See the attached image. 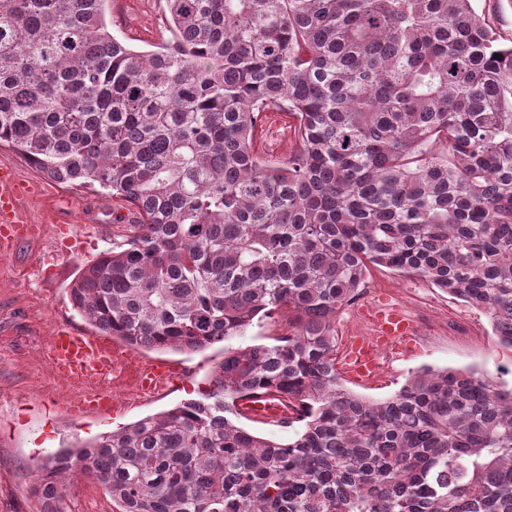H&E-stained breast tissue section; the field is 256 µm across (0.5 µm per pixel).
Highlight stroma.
I'll list each match as a JSON object with an SVG mask.
<instances>
[{"instance_id": "35a3bbf8", "label": "stroma", "mask_w": 512, "mask_h": 512, "mask_svg": "<svg viewBox=\"0 0 512 512\" xmlns=\"http://www.w3.org/2000/svg\"><path fill=\"white\" fill-rule=\"evenodd\" d=\"M107 21L113 36L137 50L172 37L164 0H108ZM1 166L38 185L40 194L19 205L24 222L37 225L38 235L0 258V512H44L36 487L50 455L198 397L208 390L210 372L224 353L218 346L197 353L134 349L113 339L112 350L127 369L160 360L176 366L178 375L154 398L139 397L128 383L113 385L118 410L70 417L66 407L82 391L56 374L49 342L62 324L89 331L72 308L69 288L81 267L111 249L112 213L120 205L97 191L48 179L9 147L0 146ZM383 299L400 304L412 317L416 344L376 382L354 385L355 393L382 399L399 391L412 373L446 367L484 372L512 386V350L500 345L487 314L418 276L370 268L362 296L336 317L338 342L358 335L360 311ZM58 508L119 512L101 484L89 478L70 483Z\"/></svg>"}]
</instances>
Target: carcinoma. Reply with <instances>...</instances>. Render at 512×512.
Wrapping results in <instances>:
<instances>
[{"label":"carcinoma","instance_id":"carcinoma-1","mask_svg":"<svg viewBox=\"0 0 512 512\" xmlns=\"http://www.w3.org/2000/svg\"><path fill=\"white\" fill-rule=\"evenodd\" d=\"M106 0H0V146L132 223L72 282L128 346L224 343L212 388L51 456L120 512H512V387L423 369L380 400L336 371L368 265L484 310L512 349V39L475 0H165L173 39L115 38ZM265 112L296 148L256 150ZM284 311L273 345L233 346ZM268 395L299 424L247 429Z\"/></svg>","mask_w":512,"mask_h":512}]
</instances>
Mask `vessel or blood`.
Returning <instances> with one entry per match:
<instances>
[{"label":"vessel or blood","instance_id":"obj_1","mask_svg":"<svg viewBox=\"0 0 512 512\" xmlns=\"http://www.w3.org/2000/svg\"><path fill=\"white\" fill-rule=\"evenodd\" d=\"M27 187L6 168L0 169V255L12 252L21 236L16 208ZM369 329L352 337L343 360L336 368L350 381L365 383L380 374L387 354L408 347L415 340L416 326L402 307L381 305L369 313ZM50 351L57 372L65 378L81 377L93 388L87 403L104 409L112 407V350L102 337L68 328L58 329L50 341ZM168 379V368L158 363L145 364L139 371L138 388L152 393Z\"/></svg>","mask_w":512,"mask_h":512}]
</instances>
